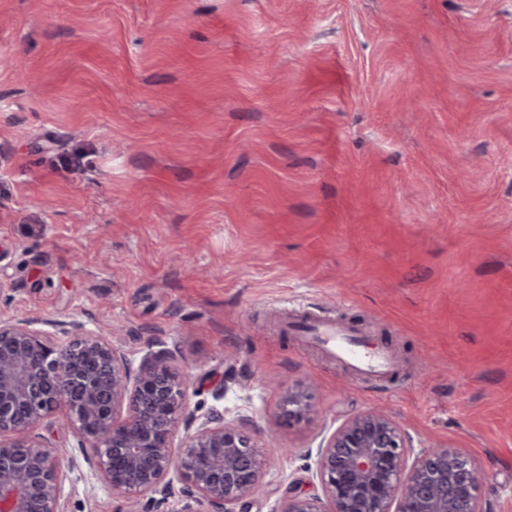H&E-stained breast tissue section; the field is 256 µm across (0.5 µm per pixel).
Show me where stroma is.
Wrapping results in <instances>:
<instances>
[{
  "instance_id": "1",
  "label": "stroma",
  "mask_w": 512,
  "mask_h": 512,
  "mask_svg": "<svg viewBox=\"0 0 512 512\" xmlns=\"http://www.w3.org/2000/svg\"><path fill=\"white\" fill-rule=\"evenodd\" d=\"M305 308L394 372L283 334ZM0 318L174 354L278 451L252 512L367 410L512 512V0H0ZM65 496L125 510L87 470ZM306 343L317 344L327 355L343 361L354 375L366 378L386 377L393 369L395 357L383 345H367V333L348 322L337 320L326 313L303 310L299 314L284 316L280 320ZM308 397V391L302 388L288 392L283 417L287 418L288 421L302 418L309 408Z\"/></svg>"
}]
</instances>
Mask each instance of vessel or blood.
<instances>
[{"instance_id": "1", "label": "vessel or blood", "mask_w": 512, "mask_h": 512, "mask_svg": "<svg viewBox=\"0 0 512 512\" xmlns=\"http://www.w3.org/2000/svg\"><path fill=\"white\" fill-rule=\"evenodd\" d=\"M281 323L301 341L319 345L327 355L343 361L353 374L383 378L395 364L388 347L368 345L364 330L332 315L303 311L283 317Z\"/></svg>"}]
</instances>
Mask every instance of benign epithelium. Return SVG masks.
Returning a JSON list of instances; mask_svg holds the SVG:
<instances>
[{"mask_svg": "<svg viewBox=\"0 0 512 512\" xmlns=\"http://www.w3.org/2000/svg\"><path fill=\"white\" fill-rule=\"evenodd\" d=\"M69 340L28 320L0 319V512H65L67 472L86 466L131 499L128 512L157 509L175 495L170 475L187 482L184 512H249L264 460L233 420L200 418L188 407L191 374L160 351L131 368L124 351L81 322ZM75 444L62 454L33 435L58 409ZM308 391L288 393L283 417H303ZM126 415H121V412ZM185 449L176 451L178 416ZM316 468L288 476L279 512H484L483 476L459 449H416L389 416L364 411L325 436Z\"/></svg>", "mask_w": 512, "mask_h": 512, "instance_id": "obj_1", "label": "benign epithelium"}]
</instances>
